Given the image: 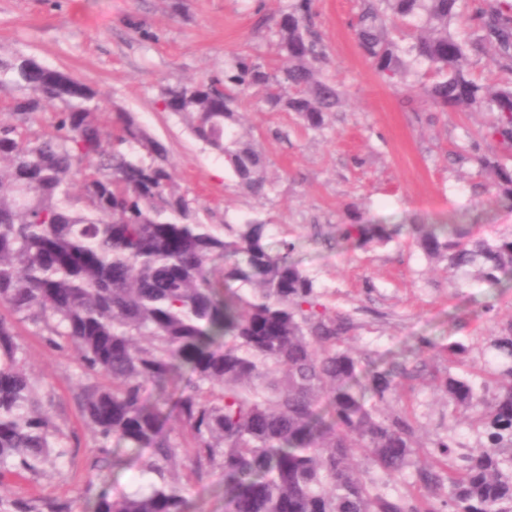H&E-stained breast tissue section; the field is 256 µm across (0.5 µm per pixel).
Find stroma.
Here are the masks:
<instances>
[{
	"mask_svg": "<svg viewBox=\"0 0 512 512\" xmlns=\"http://www.w3.org/2000/svg\"><path fill=\"white\" fill-rule=\"evenodd\" d=\"M284 0H0V56L25 55L93 86L101 95L103 123L113 108L133 112L167 148L181 190L195 199L203 223H269L271 246L295 243V260L316 280L330 312L348 317L349 346L371 359L404 363L402 402L419 426L420 462H431V439L448 433L474 448L485 438L436 390L435 377L471 373L493 381L502 360L491 347L512 321V288L466 282L445 264L429 260L407 233L385 245H337L348 207L389 224L446 222L469 206L478 235L512 231V207L496 204L487 174L468 147L489 120L486 112H441L426 97L408 96L379 80L361 55L349 20L355 0H316V23L326 44L325 71L344 92L321 133L306 129L292 112H273L262 93L239 103L242 132L269 159L276 188L258 199L244 191L223 157L196 140L176 116L160 110L162 87L221 76L224 56L250 55L274 70L282 60L269 37ZM24 368L53 397L56 419L71 452L37 474L11 478L0 497L20 494L39 505L72 500L95 512L103 485L132 493L148 489L133 454L123 463L97 461L95 437L79 412L84 386L75 353L46 350L38 327L17 326ZM434 348L419 352L418 337ZM464 353L448 354L451 343Z\"/></svg>",
	"mask_w": 512,
	"mask_h": 512,
	"instance_id": "obj_1",
	"label": "stroma"
}]
</instances>
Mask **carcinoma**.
<instances>
[{
  "label": "carcinoma",
  "mask_w": 512,
  "mask_h": 512,
  "mask_svg": "<svg viewBox=\"0 0 512 512\" xmlns=\"http://www.w3.org/2000/svg\"><path fill=\"white\" fill-rule=\"evenodd\" d=\"M315 0H286L275 36L287 64L270 72L249 57L224 59V79L164 87L161 111L224 156L239 185L257 198L275 189L268 160L241 135L239 96L264 93L271 111L296 113L314 131L341 103L323 72ZM358 47L384 82L421 92L440 111L486 110L481 168L495 201L512 205V4L507 0H360L350 22ZM465 27L494 45L510 79L476 81L478 48ZM15 92L0 120V483L35 473L68 453L40 381L21 368L17 324L42 325L53 353L79 352L85 375L100 376L80 399L97 450L121 465L117 449L147 455L153 477L142 494L110 496L96 512H187L184 490L215 470L224 475V512H512V364L495 392L455 374L441 390L470 410L488 444L450 462L453 435L431 442L437 458L416 460V421L399 406L407 369H365L344 347L352 323L320 302L315 281L294 260L295 245L267 242L268 223L247 220L224 234L203 224L176 183L166 147L136 115L113 110L99 121V92L37 60L0 58V91ZM60 105L49 131L32 124ZM410 224L408 234L448 271L477 282L512 284V232L474 239L468 225ZM396 229L357 209L340 241L386 244ZM250 287V293L242 287ZM492 347L512 360V322ZM186 385L161 402L148 383L181 373ZM407 475L418 494H392ZM0 512H35L23 497H0Z\"/></svg>",
  "instance_id": "obj_1"
}]
</instances>
